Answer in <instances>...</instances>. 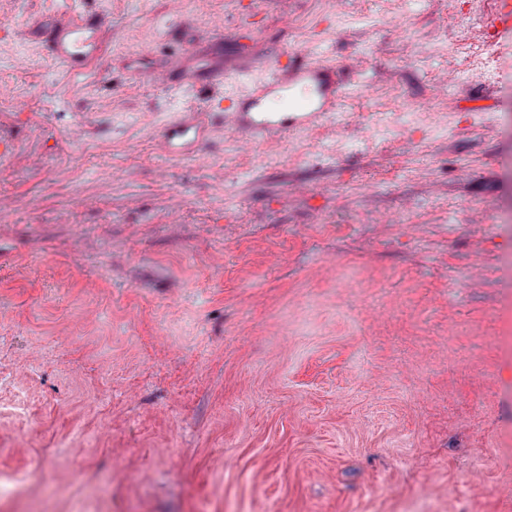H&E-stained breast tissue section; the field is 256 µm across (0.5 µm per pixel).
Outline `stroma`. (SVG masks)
<instances>
[{
	"instance_id": "1",
	"label": "stroma",
	"mask_w": 512,
	"mask_h": 512,
	"mask_svg": "<svg viewBox=\"0 0 512 512\" xmlns=\"http://www.w3.org/2000/svg\"><path fill=\"white\" fill-rule=\"evenodd\" d=\"M215 8L235 37L210 31ZM81 10L112 26L95 63L58 64L25 0L0 56L23 74L0 140L26 147L0 173V480L47 512H512V266L470 259L479 238L512 259L494 0H204L190 33L168 0ZM300 38L379 88L344 106L366 120L355 150L329 118L248 155L226 133L166 150L164 126L204 103V44L229 65ZM176 55L170 88L131 83ZM448 65L465 78L446 92ZM424 96L448 138L411 111Z\"/></svg>"
}]
</instances>
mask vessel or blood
Wrapping results in <instances>:
<instances>
[{
    "label": "vessel or blood",
    "mask_w": 512,
    "mask_h": 512,
    "mask_svg": "<svg viewBox=\"0 0 512 512\" xmlns=\"http://www.w3.org/2000/svg\"><path fill=\"white\" fill-rule=\"evenodd\" d=\"M83 32L89 33L91 44L96 45L108 34L109 26L101 19L89 21L73 10L61 13L53 55L65 68H78L81 55L71 38ZM335 73L334 66L309 63L300 50L263 62L245 54L234 71L214 72L207 111L216 116L225 131L243 136L247 144L273 142L290 131L320 123L345 99L362 93V86L338 82ZM286 89L293 92L287 111H267L268 102ZM200 128L199 113H183L165 126L164 144L172 146L175 139Z\"/></svg>",
    "instance_id": "b4317fda"
}]
</instances>
